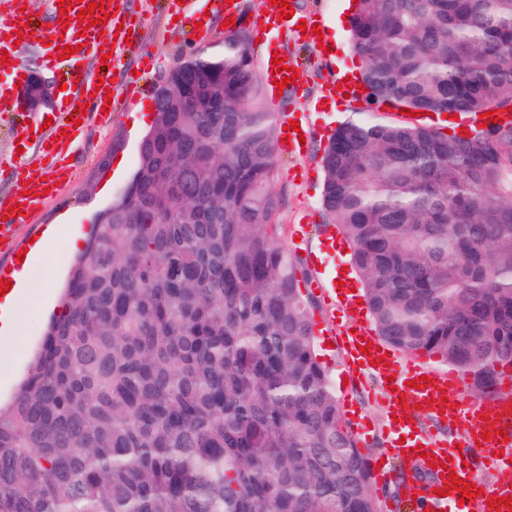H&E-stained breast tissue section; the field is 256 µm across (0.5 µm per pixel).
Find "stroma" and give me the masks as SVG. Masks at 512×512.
Instances as JSON below:
<instances>
[{"label":"stroma","mask_w":512,"mask_h":512,"mask_svg":"<svg viewBox=\"0 0 512 512\" xmlns=\"http://www.w3.org/2000/svg\"><path fill=\"white\" fill-rule=\"evenodd\" d=\"M138 22L136 36L119 62L124 71H138L133 91L142 95L143 103H150V92L163 77L195 50L220 49L224 43V17L215 13L207 33L200 38L168 19V0H126ZM28 9L35 24L31 34L25 35L14 50L21 73L40 70L42 75L56 84L68 82L67 68H42L37 64L48 49L42 40L47 36V0H29ZM335 60L317 56L292 34L276 36L275 43L284 61L300 73L298 87L284 91L280 108L293 110L312 101L333 70L353 66L358 57L350 41L348 28H341ZM368 111L362 101L344 104L342 111H317L307 115L314 130L310 146L300 156H277L272 190L281 200V217L288 226H295L304 215L314 222L308 238V248H315L321 237V193L323 170L321 157L330 137L340 123L351 118L366 117ZM132 113L117 107L110 120L91 116L80 133L79 143L66 161L72 177L62 192L50 199L41 210L30 216L28 222L12 231L13 238L23 239L34 232L36 226L69 224L83 236H90L98 214L108 208L121 189L129 182L138 164V144L143 128L132 123ZM42 300L34 293L30 308L20 314V336L0 339V401H9L38 350L48 323L38 318L34 304ZM320 361L328 368L338 403L354 406L372 429L370 439L363 441L361 449L376 456L382 448L381 430L386 418V403L382 396L373 394L372 382H359L345 373L346 352L342 346H318Z\"/></svg>","instance_id":"stroma-1"}]
</instances>
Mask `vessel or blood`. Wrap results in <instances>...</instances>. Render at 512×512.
Segmentation results:
<instances>
[{
  "instance_id": "vessel-or-blood-1",
  "label": "vessel or blood",
  "mask_w": 512,
  "mask_h": 512,
  "mask_svg": "<svg viewBox=\"0 0 512 512\" xmlns=\"http://www.w3.org/2000/svg\"><path fill=\"white\" fill-rule=\"evenodd\" d=\"M124 0H105L103 9L95 10L97 19H104V26H90L81 22L79 10L87 9L86 0L66 13H53V25L48 32L54 46L53 59L62 58L60 44L75 46L76 54L66 61L71 79L79 77V63L88 55H100L101 51L120 54L126 45L127 31L119 30L114 12L123 6ZM28 0H13L12 12L0 19V52L10 50L9 33L24 26L30 19ZM305 23L308 30L304 42L318 48V37L314 35V20L303 21L299 16L273 22L262 34L264 43H271L275 32H295L298 23ZM86 98L73 100L64 111L46 117L42 112H23L15 87L0 84V112L11 114L17 126V138L22 148L32 144L46 146L47 156L63 155L65 149L74 144V135L80 134L79 118L84 108L101 112L104 106V90L95 85H86ZM299 123V131L287 132L289 121ZM277 148L281 154L297 156L304 147L303 139L311 138L312 130L302 112H283L278 116ZM18 183H29L32 192L28 195L11 193L0 198V240L6 239L8 231L22 223L24 214L36 212L46 203L48 195L58 194L63 188L66 169L31 168L25 158L12 163ZM341 274L332 271L331 285L321 279L310 280V288L320 291L328 305L338 308V323L328 326V334H339L348 354L347 368L358 376L374 379L379 390L388 400L389 419L383 428L385 451L382 456L369 458L374 481H383L387 475L382 460L398 456L410 461H421L430 480L428 484L414 487L412 500L420 512H512V505L497 507L499 497L512 498V435L505 433L507 423L512 422V400L502 399L495 405L475 403L468 399V378L452 369L432 367L420 357H406L389 350L388 346L374 340L373 332L366 320L365 308L358 303L357 294L350 285L340 284ZM369 338L372 347L369 354H362L359 345L362 338ZM420 380V388H413V380ZM420 407L421 414L440 425L454 424L460 429L466 446L474 448L483 465L491 470L495 481H486L480 470L465 466L462 458L456 457L444 434L417 427L411 415L412 407ZM449 462L453 476H442L441 462ZM477 487L479 493L470 499H461L458 492L443 495L444 486L452 484L454 478Z\"/></svg>"
}]
</instances>
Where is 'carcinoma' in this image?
<instances>
[{
  "mask_svg": "<svg viewBox=\"0 0 512 512\" xmlns=\"http://www.w3.org/2000/svg\"><path fill=\"white\" fill-rule=\"evenodd\" d=\"M351 32L372 112L512 108V0H357ZM161 84L134 175L0 405V512H380L277 221L250 40ZM321 163L377 336L490 391L512 365V128L352 119Z\"/></svg>",
  "mask_w": 512,
  "mask_h": 512,
  "instance_id": "1",
  "label": "carcinoma"
}]
</instances>
